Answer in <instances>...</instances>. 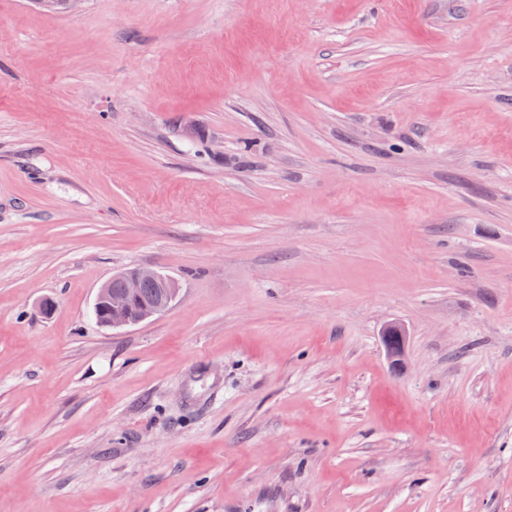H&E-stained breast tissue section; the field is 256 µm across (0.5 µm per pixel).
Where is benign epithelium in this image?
Segmentation results:
<instances>
[{"label":"benign epithelium","instance_id":"benign-epithelium-1","mask_svg":"<svg viewBox=\"0 0 512 512\" xmlns=\"http://www.w3.org/2000/svg\"><path fill=\"white\" fill-rule=\"evenodd\" d=\"M121 282V290L114 291L110 283H103L97 291L95 305L104 307L108 316L100 322L106 328H122L139 324L155 315L166 311L175 298L179 287L176 281L155 270L133 267L117 274ZM152 283L160 288V294L149 305H141L132 311L138 302L141 288Z\"/></svg>","mask_w":512,"mask_h":512}]
</instances>
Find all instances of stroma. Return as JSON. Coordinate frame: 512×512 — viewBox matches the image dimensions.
I'll use <instances>...</instances> for the list:
<instances>
[{
	"label": "stroma",
	"instance_id": "stroma-1",
	"mask_svg": "<svg viewBox=\"0 0 512 512\" xmlns=\"http://www.w3.org/2000/svg\"><path fill=\"white\" fill-rule=\"evenodd\" d=\"M0 512H512V0H0ZM113 277H119L123 289L113 291L112 288L120 289V283L111 280L112 288H110V281H106L98 288L95 300L97 307H105L108 311V316L99 324L106 328H112V330L139 324L166 311L172 305L175 295L179 291L178 284L173 279L155 270L142 267L127 269ZM148 283L155 284L160 288V294L150 305H140L138 310L133 313L132 308L138 302L141 288V300L146 304L150 303L157 294L158 289Z\"/></svg>",
	"mask_w": 512,
	"mask_h": 512
}]
</instances>
